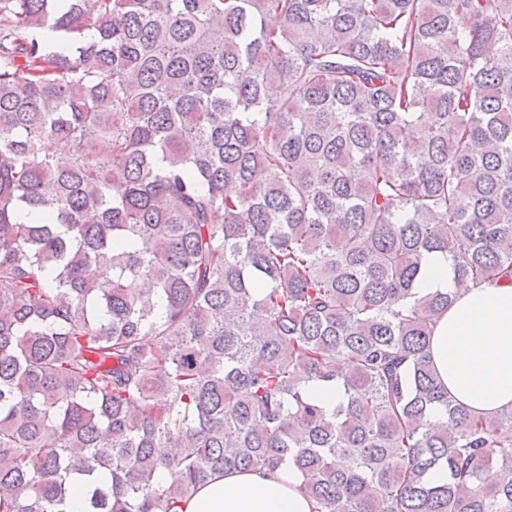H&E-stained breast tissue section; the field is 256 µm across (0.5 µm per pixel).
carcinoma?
I'll list each match as a JSON object with an SVG mask.
<instances>
[{
    "label": "carcinoma",
    "instance_id": "1",
    "mask_svg": "<svg viewBox=\"0 0 512 512\" xmlns=\"http://www.w3.org/2000/svg\"><path fill=\"white\" fill-rule=\"evenodd\" d=\"M432 252L512 281V0H0V512H512ZM301 479L290 465L228 472L199 488L183 512H313L314 502L298 490Z\"/></svg>",
    "mask_w": 512,
    "mask_h": 512
}]
</instances>
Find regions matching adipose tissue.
Instances as JSON below:
<instances>
[{"label": "adipose tissue", "instance_id": "ef3b65f1", "mask_svg": "<svg viewBox=\"0 0 512 512\" xmlns=\"http://www.w3.org/2000/svg\"><path fill=\"white\" fill-rule=\"evenodd\" d=\"M423 292L441 290L453 303L433 328L431 357L448 391L475 415L512 409V283L458 287L447 258L424 261ZM290 466L268 473L237 470L198 489L184 512H313Z\"/></svg>", "mask_w": 512, "mask_h": 512}]
</instances>
